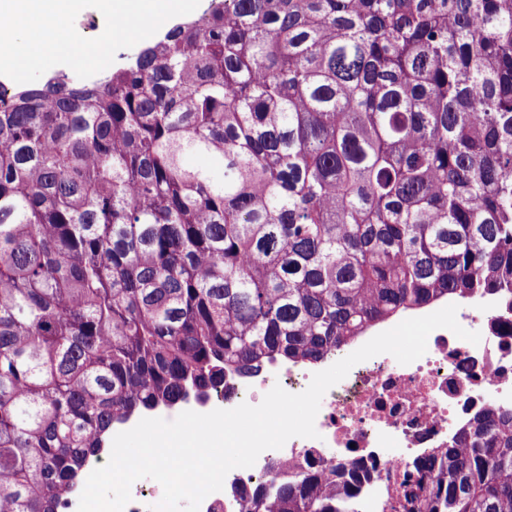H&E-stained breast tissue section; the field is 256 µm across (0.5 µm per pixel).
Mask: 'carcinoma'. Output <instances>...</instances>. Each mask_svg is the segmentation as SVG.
<instances>
[{
  "label": "carcinoma",
  "mask_w": 512,
  "mask_h": 512,
  "mask_svg": "<svg viewBox=\"0 0 512 512\" xmlns=\"http://www.w3.org/2000/svg\"><path fill=\"white\" fill-rule=\"evenodd\" d=\"M477 293H512V0H213L99 82L21 85L0 512H57L118 420ZM365 477L278 474L240 512H357ZM392 512H512V410L414 462Z\"/></svg>",
  "instance_id": "obj_1"
}]
</instances>
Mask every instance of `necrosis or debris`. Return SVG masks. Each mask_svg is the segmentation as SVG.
Instances as JSON below:
<instances>
[{
    "label": "necrosis or debris",
    "instance_id": "4bbe7bcc",
    "mask_svg": "<svg viewBox=\"0 0 512 512\" xmlns=\"http://www.w3.org/2000/svg\"><path fill=\"white\" fill-rule=\"evenodd\" d=\"M457 320L466 330L480 332L479 344L439 328L430 333L426 353L410 364L389 354L356 364L323 396L315 420L318 438H291L282 448L262 452L252 467L234 469L199 512H224L233 489L250 490L275 477L277 468L324 459L328 448L334 451L333 462L361 460L373 470L359 497V512H389L405 470L428 449L447 447L487 404L512 409V301L484 294L460 300ZM330 365L327 359L312 365L274 363L253 376L248 395H240L229 378L220 400L192 394L181 406L160 407L154 414L172 420L184 410L207 413L259 404L272 374L286 391L300 393L314 373Z\"/></svg>",
    "mask_w": 512,
    "mask_h": 512
}]
</instances>
